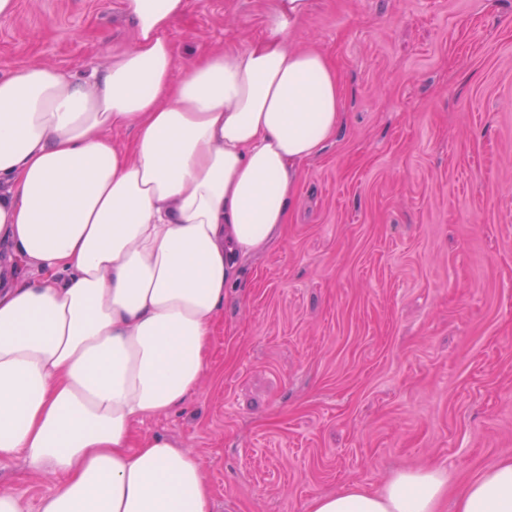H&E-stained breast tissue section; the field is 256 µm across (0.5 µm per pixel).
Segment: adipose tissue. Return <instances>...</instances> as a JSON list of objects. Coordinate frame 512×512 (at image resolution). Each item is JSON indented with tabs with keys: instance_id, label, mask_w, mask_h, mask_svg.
<instances>
[{
	"instance_id": "ef3b65f1",
	"label": "adipose tissue",
	"mask_w": 512,
	"mask_h": 512,
	"mask_svg": "<svg viewBox=\"0 0 512 512\" xmlns=\"http://www.w3.org/2000/svg\"><path fill=\"white\" fill-rule=\"evenodd\" d=\"M122 6L135 41L91 79L0 74V247L29 269L0 278V460L60 478L33 511L1 486L0 512H211L201 461L136 426L196 390L237 260L267 251L342 121L334 66L293 46L311 0L183 68L168 32L188 0ZM448 480L400 471L307 512H440ZM454 512H512V457Z\"/></svg>"
}]
</instances>
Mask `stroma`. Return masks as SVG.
Wrapping results in <instances>:
<instances>
[{"label": "stroma", "mask_w": 512, "mask_h": 512, "mask_svg": "<svg viewBox=\"0 0 512 512\" xmlns=\"http://www.w3.org/2000/svg\"><path fill=\"white\" fill-rule=\"evenodd\" d=\"M275 6L189 0L178 64L269 38ZM133 39L120 0H18L0 72L87 77ZM295 45L335 63L341 129L239 260L197 392L140 428L203 461L212 512H306L429 466L453 512L512 457V0H312ZM55 483L0 464L29 502Z\"/></svg>", "instance_id": "1"}]
</instances>
